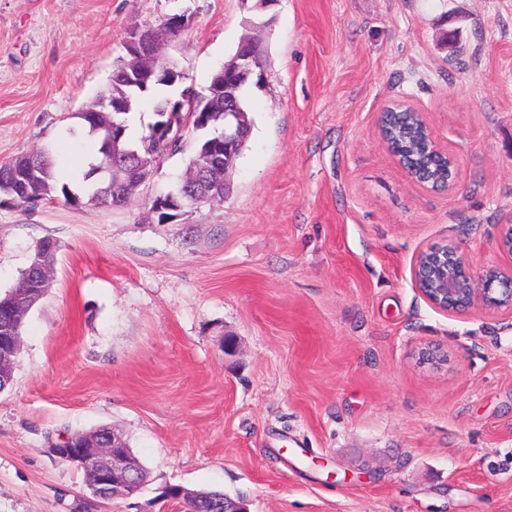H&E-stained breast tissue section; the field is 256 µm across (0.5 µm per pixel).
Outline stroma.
Listing matches in <instances>:
<instances>
[{"mask_svg": "<svg viewBox=\"0 0 512 512\" xmlns=\"http://www.w3.org/2000/svg\"><path fill=\"white\" fill-rule=\"evenodd\" d=\"M182 12L166 54L184 86L204 88L244 37L266 48L232 189L169 224L138 199L89 204L76 114L133 23ZM267 13L262 29L250 0H0V163L51 149L73 196H0V292L37 241L59 245L0 391V512H83V471L48 448L103 425L148 475L95 512H182L170 485L247 512H512V316L448 315L412 273L444 243L512 265L496 247L512 219V0ZM397 103L458 156L452 192L389 153L378 120Z\"/></svg>", "mask_w": 512, "mask_h": 512, "instance_id": "stroma-1", "label": "stroma"}]
</instances>
